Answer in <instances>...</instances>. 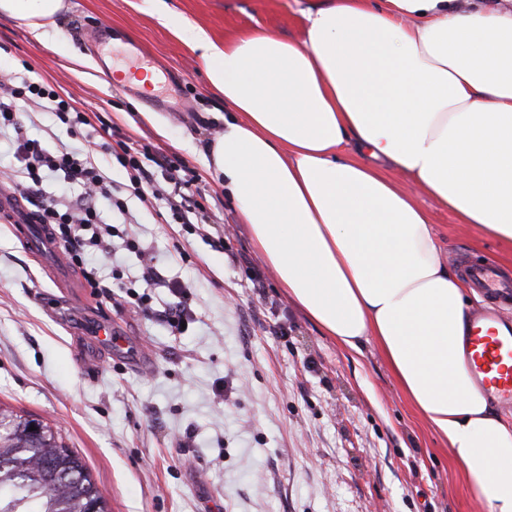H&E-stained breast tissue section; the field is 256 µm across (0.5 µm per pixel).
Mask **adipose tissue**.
<instances>
[{
  "instance_id": "ef3b65f1",
  "label": "adipose tissue",
  "mask_w": 512,
  "mask_h": 512,
  "mask_svg": "<svg viewBox=\"0 0 512 512\" xmlns=\"http://www.w3.org/2000/svg\"><path fill=\"white\" fill-rule=\"evenodd\" d=\"M197 52L230 114L204 155L279 288L354 354L375 341L488 512H512V415L469 366V288L413 182L512 252V9L495 0H310L303 40ZM65 0H0L36 40Z\"/></svg>"
}]
</instances>
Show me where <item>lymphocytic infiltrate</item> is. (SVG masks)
<instances>
[{
  "label": "lymphocytic infiltrate",
  "mask_w": 512,
  "mask_h": 512,
  "mask_svg": "<svg viewBox=\"0 0 512 512\" xmlns=\"http://www.w3.org/2000/svg\"><path fill=\"white\" fill-rule=\"evenodd\" d=\"M30 104L55 113L73 133L90 127L91 118L47 83L19 82L10 77L5 88H0V129L10 127L16 134L14 147L19 167L15 181L18 197L24 204L23 215L27 223L47 227L61 244L68 263L83 268L90 287H98L95 271L85 267L87 257L95 251H108L117 232L112 225L101 221L96 201L100 198L108 200L112 207L120 210L124 209L125 203L115 194L111 181L91 160L64 148L49 150L39 140L24 135L19 116ZM98 147L115 154L127 170L134 194L140 201L164 203L182 224L204 221L203 209L195 198V179L182 175L181 164L168 158L162 160V167L174 175V188L166 191L150 184L139 159L131 154L125 142L114 143L105 138L99 141ZM49 174L59 175L63 182L78 187L77 198L66 201L45 194L42 183Z\"/></svg>",
  "instance_id": "obj_1"
}]
</instances>
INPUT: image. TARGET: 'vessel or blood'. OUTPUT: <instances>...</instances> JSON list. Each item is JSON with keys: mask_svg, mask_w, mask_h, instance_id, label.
<instances>
[{"mask_svg": "<svg viewBox=\"0 0 512 512\" xmlns=\"http://www.w3.org/2000/svg\"><path fill=\"white\" fill-rule=\"evenodd\" d=\"M16 231L27 249L38 256L57 287L79 293L80 284L70 271L57 242L40 224L20 223ZM469 275L482 291L491 297L501 296L495 265L480 261L469 266ZM496 309H487L476 315L472 323L473 334L470 364L477 379L486 384L488 391L501 403L512 405V335L486 336L482 330L486 322L495 320Z\"/></svg>", "mask_w": 512, "mask_h": 512, "instance_id": "1", "label": "vessel or blood"}]
</instances>
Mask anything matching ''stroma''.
<instances>
[{
  "instance_id": "stroma-1",
  "label": "stroma",
  "mask_w": 512,
  "mask_h": 512,
  "mask_svg": "<svg viewBox=\"0 0 512 512\" xmlns=\"http://www.w3.org/2000/svg\"><path fill=\"white\" fill-rule=\"evenodd\" d=\"M215 41L265 30L302 40L307 0H166ZM57 27L88 66L71 69L51 44L0 17V66L57 86L132 151L162 153L199 178L207 235L180 224L164 204L143 203L126 170L72 134L53 113L31 107L24 133L48 148L91 155L127 201L99 200L121 233L96 260L111 295L92 292L118 346L86 371L65 322L63 294L0 223V406L48 424L86 465L109 512H486L470 499L459 466L397 386L374 347L352 355L288 301L254 249L235 204L208 177L199 151L223 125L224 102L194 53L149 12L145 0H67ZM112 30L94 43L99 21ZM142 68L152 84L113 72ZM455 273L493 260L512 280V252L423 198ZM135 238L162 285L145 288ZM264 270L263 294L249 268ZM188 292L193 321L172 330L161 314ZM147 292L152 318L128 291Z\"/></svg>"
}]
</instances>
